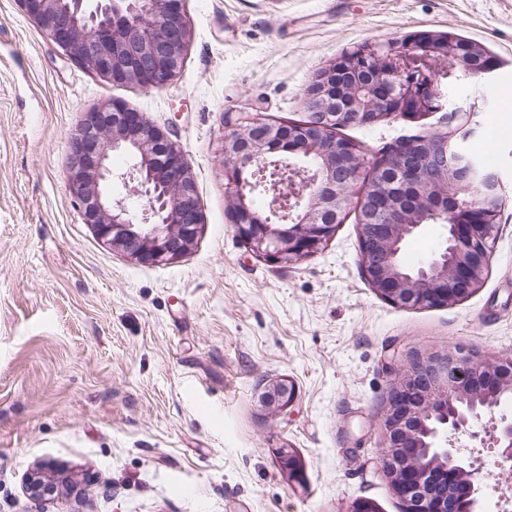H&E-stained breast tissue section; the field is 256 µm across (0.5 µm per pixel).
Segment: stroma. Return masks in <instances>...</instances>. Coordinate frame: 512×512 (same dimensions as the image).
Segmentation results:
<instances>
[{
	"instance_id": "obj_1",
	"label": "stroma",
	"mask_w": 512,
	"mask_h": 512,
	"mask_svg": "<svg viewBox=\"0 0 512 512\" xmlns=\"http://www.w3.org/2000/svg\"><path fill=\"white\" fill-rule=\"evenodd\" d=\"M180 76L145 92L76 66L0 0V512H404L379 472L393 368L456 347L512 358V0H188ZM422 31L482 44L492 74L448 84L441 109L343 137L368 160L472 128L506 200L483 285L403 309L361 270L348 213L313 256L255 254L226 206L224 135L242 118L304 120L312 76L366 44ZM125 101L182 145L202 224L181 258L145 264L103 243L68 188L84 112ZM295 397L267 404L270 384ZM296 449L302 483L274 451ZM59 487L24 490L35 465Z\"/></svg>"
}]
</instances>
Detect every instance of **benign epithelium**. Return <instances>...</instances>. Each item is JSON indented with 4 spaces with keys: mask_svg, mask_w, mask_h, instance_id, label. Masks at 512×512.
Listing matches in <instances>:
<instances>
[{
    "mask_svg": "<svg viewBox=\"0 0 512 512\" xmlns=\"http://www.w3.org/2000/svg\"><path fill=\"white\" fill-rule=\"evenodd\" d=\"M22 13L84 71L114 85L161 91L183 69L191 40L184 0H18ZM463 78H480L495 61L451 35L421 32L363 45L318 71L305 92L307 119L271 125L248 118L224 135L228 212L257 256L290 263L317 253L351 204L341 178L367 167L358 147L338 141L343 126H374L441 106L438 61ZM432 135L407 140L370 166L387 170L394 189L362 196L361 267L369 286L408 309L459 304L481 288L489 240L504 199L499 174L463 141ZM129 160L112 168V155ZM121 183L146 199L142 208L112 192ZM69 189L84 223L142 263L186 254L201 227L198 186L172 133L117 100L84 113L69 136ZM266 212L255 209V194ZM444 228L441 245L407 267L404 245L426 222ZM293 390L273 385L268 402L288 408ZM512 359L487 361L461 350L417 354L394 372L382 415L380 469L404 512H482L483 448L512 468ZM275 454L290 480L302 463L292 448ZM26 493L45 502L57 487L34 472Z\"/></svg>",
    "mask_w": 512,
    "mask_h": 512,
    "instance_id": "obj_1",
    "label": "benign epithelium"
}]
</instances>
